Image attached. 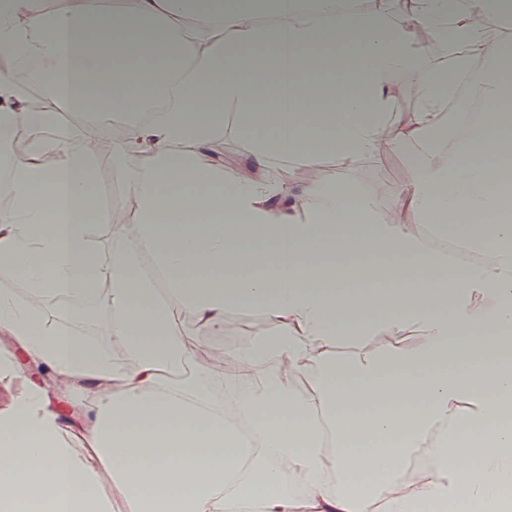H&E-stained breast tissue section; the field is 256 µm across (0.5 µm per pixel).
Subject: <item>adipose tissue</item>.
<instances>
[{"label": "adipose tissue", "mask_w": 512, "mask_h": 512, "mask_svg": "<svg viewBox=\"0 0 512 512\" xmlns=\"http://www.w3.org/2000/svg\"><path fill=\"white\" fill-rule=\"evenodd\" d=\"M402 2L394 24L361 0H0V57L35 59L49 96L0 74V275L26 285L0 288V512H512V43L482 55L512 0ZM468 79L477 111H449ZM112 114L126 193L106 206ZM230 129L237 168L206 152ZM406 145L390 224L356 164ZM328 157L331 184L273 171ZM52 296L104 303L124 360L80 313L48 319ZM232 310L266 329L196 373L191 336ZM101 165H100V172H99V178H98V184L96 186V191L102 198V200L109 204L112 200V196L119 195L121 192V189L119 187H115L113 190L114 185V178L112 175V165H111V157H112V147L108 154H101L98 153ZM113 190V195H112Z\"/></svg>", "instance_id": "adipose-tissue-1"}]
</instances>
